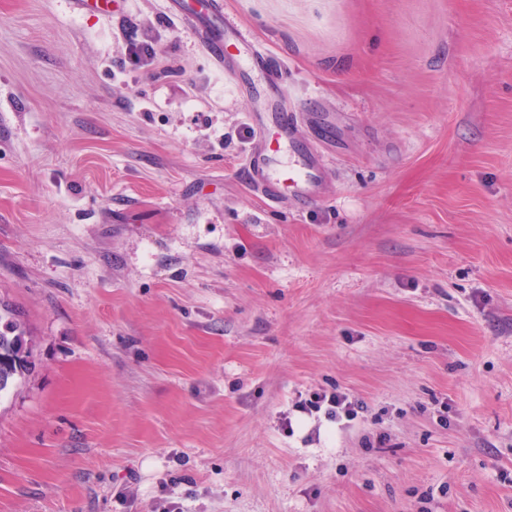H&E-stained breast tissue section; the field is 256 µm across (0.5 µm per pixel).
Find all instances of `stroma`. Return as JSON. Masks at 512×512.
I'll return each mask as SVG.
<instances>
[{
    "label": "stroma",
    "mask_w": 512,
    "mask_h": 512,
    "mask_svg": "<svg viewBox=\"0 0 512 512\" xmlns=\"http://www.w3.org/2000/svg\"><path fill=\"white\" fill-rule=\"evenodd\" d=\"M0 0V512H512V0ZM157 53L134 64L128 49ZM325 167L269 203L242 128ZM341 392L364 412H296ZM291 429H284V421ZM185 0H171L169 3L175 11V14L184 22L195 24L198 26L201 38L204 41L207 50L212 57L219 63L225 60L229 61L227 51L229 45H232L237 50V55H243L247 61L249 69H259L264 63L266 55L258 47L251 45L248 36L242 31L236 30L235 35H227L225 30L230 27V23L224 17V30L223 32L212 26H207L209 21L217 14L219 6L222 13V1L219 0H206L205 6L201 10H191L187 7ZM33 350L25 321L0 299V396L32 372Z\"/></svg>",
    "instance_id": "35a3bbf8"
}]
</instances>
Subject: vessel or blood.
Listing matches in <instances>:
<instances>
[{
  "label": "vessel or blood",
  "mask_w": 512,
  "mask_h": 512,
  "mask_svg": "<svg viewBox=\"0 0 512 512\" xmlns=\"http://www.w3.org/2000/svg\"><path fill=\"white\" fill-rule=\"evenodd\" d=\"M176 15L186 23L197 25L207 50L217 62H224L228 49H236L247 61L246 67H232L235 79H242L246 69L260 68L266 55L258 47L251 45L247 35L236 32L227 35L211 27L210 21L216 14L220 0H207L203 9H189L185 0H171ZM278 127L280 142L294 153L291 163L277 164L273 150L266 138H258L245 159V167L254 182L269 201H277L284 191H292L295 198L304 204L316 202L324 175V166L311 148L298 137L293 116L288 112H278L273 116Z\"/></svg>",
  "instance_id": "b4317fda"
}]
</instances>
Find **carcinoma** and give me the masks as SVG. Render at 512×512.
<instances>
[{"mask_svg":"<svg viewBox=\"0 0 512 512\" xmlns=\"http://www.w3.org/2000/svg\"><path fill=\"white\" fill-rule=\"evenodd\" d=\"M33 350L34 340L25 321L0 299V395L32 372Z\"/></svg>","mask_w":512,"mask_h":512,"instance_id":"obj_1","label":"carcinoma"}]
</instances>
